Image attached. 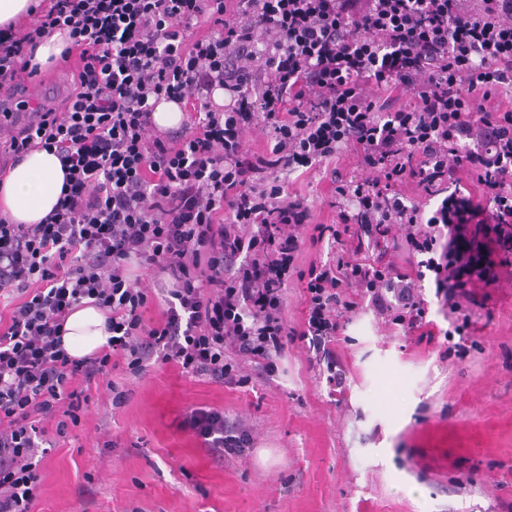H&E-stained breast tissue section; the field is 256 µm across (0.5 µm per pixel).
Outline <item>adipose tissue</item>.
Instances as JSON below:
<instances>
[{"mask_svg": "<svg viewBox=\"0 0 512 512\" xmlns=\"http://www.w3.org/2000/svg\"><path fill=\"white\" fill-rule=\"evenodd\" d=\"M65 173L57 154L35 149L0 180V214L18 224H36L46 217L62 190ZM106 316L87 305L72 312L61 332V346L72 357L91 355L106 344Z\"/></svg>", "mask_w": 512, "mask_h": 512, "instance_id": "1", "label": "adipose tissue"}]
</instances>
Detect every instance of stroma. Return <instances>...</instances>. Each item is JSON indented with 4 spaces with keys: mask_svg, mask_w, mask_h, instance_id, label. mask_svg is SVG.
<instances>
[{
    "mask_svg": "<svg viewBox=\"0 0 512 512\" xmlns=\"http://www.w3.org/2000/svg\"><path fill=\"white\" fill-rule=\"evenodd\" d=\"M288 185L313 215L297 269L333 260L335 243L315 238L336 221L329 177L297 172ZM448 191L476 206L466 238L481 263L455 291L457 320L430 274L423 334L359 305L336 346L340 390L299 339L274 373L249 362L239 386L172 363L139 377L117 366L121 404L94 393L75 440L44 459L34 512H512V236L472 175ZM193 410L245 433L244 452L215 462Z\"/></svg>",
    "mask_w": 512,
    "mask_h": 512,
    "instance_id": "35a3bbf8",
    "label": "stroma"
}]
</instances>
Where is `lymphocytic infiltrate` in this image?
Listing matches in <instances>:
<instances>
[{
	"mask_svg": "<svg viewBox=\"0 0 512 512\" xmlns=\"http://www.w3.org/2000/svg\"><path fill=\"white\" fill-rule=\"evenodd\" d=\"M36 18L0 26V177L36 148L65 180L37 224L0 215V512H33L48 449L69 437L113 368L152 356L192 376L238 384L246 361L280 356L288 275L312 218L286 181L331 166L342 255L307 271L309 340L328 370L354 296L415 331L426 316L415 264L428 254L437 294L450 290L470 199L447 195L476 173L498 224H512V0H38ZM77 52L54 108L31 103L32 58L54 32ZM223 100H216V92ZM176 103L180 125L154 120ZM266 137L254 148L245 135ZM354 152L357 180L333 168ZM440 197L432 212L404 194ZM397 238L405 267L375 263ZM173 286L158 319L135 268ZM112 332L76 359L61 329L84 300ZM217 459L242 454L223 419H194Z\"/></svg>",
	"mask_w": 512,
	"mask_h": 512,
	"instance_id": "f902f5d3",
	"label": "lymphocytic infiltrate"
}]
</instances>
